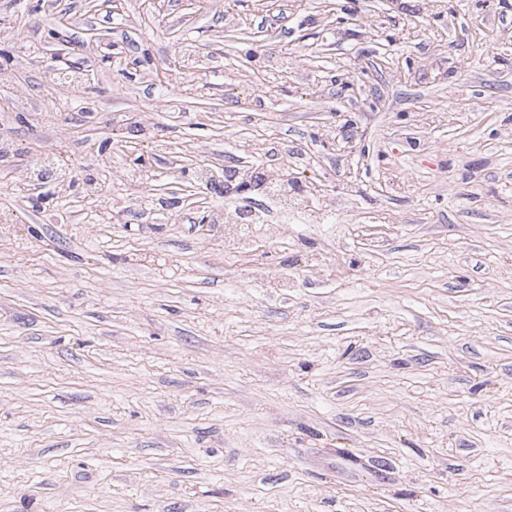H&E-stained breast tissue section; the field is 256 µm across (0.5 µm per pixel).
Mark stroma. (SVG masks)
Returning a JSON list of instances; mask_svg holds the SVG:
<instances>
[{
  "label": "stroma",
  "mask_w": 512,
  "mask_h": 512,
  "mask_svg": "<svg viewBox=\"0 0 512 512\" xmlns=\"http://www.w3.org/2000/svg\"><path fill=\"white\" fill-rule=\"evenodd\" d=\"M4 26L0 512H512L498 0H0ZM60 140L74 186L32 207ZM252 141L305 157L308 208L202 223L234 201L200 168ZM138 157L177 207L138 204Z\"/></svg>",
  "instance_id": "35a3bbf8"
}]
</instances>
